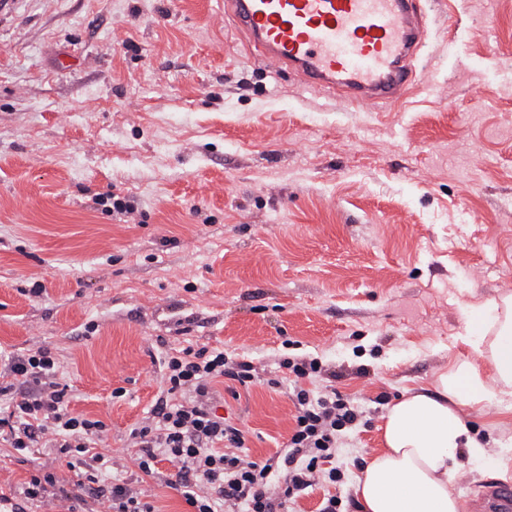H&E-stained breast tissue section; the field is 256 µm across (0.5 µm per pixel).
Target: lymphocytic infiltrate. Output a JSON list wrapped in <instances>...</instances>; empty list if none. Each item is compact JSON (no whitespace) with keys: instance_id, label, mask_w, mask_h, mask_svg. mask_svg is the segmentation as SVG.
Returning <instances> with one entry per match:
<instances>
[{"instance_id":"f902f5d3","label":"lymphocytic infiltrate","mask_w":512,"mask_h":512,"mask_svg":"<svg viewBox=\"0 0 512 512\" xmlns=\"http://www.w3.org/2000/svg\"><path fill=\"white\" fill-rule=\"evenodd\" d=\"M291 381L265 379L271 389L287 388L294 425L282 452L262 461L246 452V433L218 415L212 385L220 379L247 386L260 380L253 362L226 357L222 349L191 343L163 360V386L150 418L130 431L129 459L144 475L167 463L166 487L179 494L189 512H283L305 490L344 475L325 469L336 455L339 436L356 428L358 407L340 394L313 395L303 382L323 371L315 358H283ZM69 385L46 347L0 358V435L16 452L54 448L73 471L78 486L100 483L107 468V428L99 419L73 414ZM97 512H156L141 490L121 481L96 493Z\"/></svg>"}]
</instances>
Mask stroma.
<instances>
[{
    "mask_svg": "<svg viewBox=\"0 0 512 512\" xmlns=\"http://www.w3.org/2000/svg\"><path fill=\"white\" fill-rule=\"evenodd\" d=\"M430 24L414 86L357 106L270 66L224 0H7L0 9V351L49 347L68 406L107 426L109 474L157 512H185L125 457L167 350L224 349L358 404L339 486L381 446L383 416L469 356L465 305L512 293V0H417ZM124 198L126 210L93 205ZM221 414L262 460L293 406L215 383ZM73 490L53 449L0 442V492L34 469Z\"/></svg>",
    "mask_w": 512,
    "mask_h": 512,
    "instance_id": "stroma-1",
    "label": "stroma"
}]
</instances>
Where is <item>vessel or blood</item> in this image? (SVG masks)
<instances>
[{"instance_id":"obj_1","label":"vessel or blood","mask_w":512,"mask_h":512,"mask_svg":"<svg viewBox=\"0 0 512 512\" xmlns=\"http://www.w3.org/2000/svg\"><path fill=\"white\" fill-rule=\"evenodd\" d=\"M224 12L270 65L356 105L397 101L429 37L415 0H224ZM470 507L512 512V484L485 486Z\"/></svg>"}]
</instances>
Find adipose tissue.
I'll use <instances>...</instances> for the list:
<instances>
[{
    "mask_svg": "<svg viewBox=\"0 0 512 512\" xmlns=\"http://www.w3.org/2000/svg\"><path fill=\"white\" fill-rule=\"evenodd\" d=\"M470 316L477 329L465 342L473 360L454 363L433 390L404 395L388 409L383 446L354 486L362 512H461L454 490L461 462L483 459L489 448L464 409L493 400L512 411V294Z\"/></svg>",
    "mask_w": 512,
    "mask_h": 512,
    "instance_id": "adipose-tissue-1",
    "label": "adipose tissue"
}]
</instances>
